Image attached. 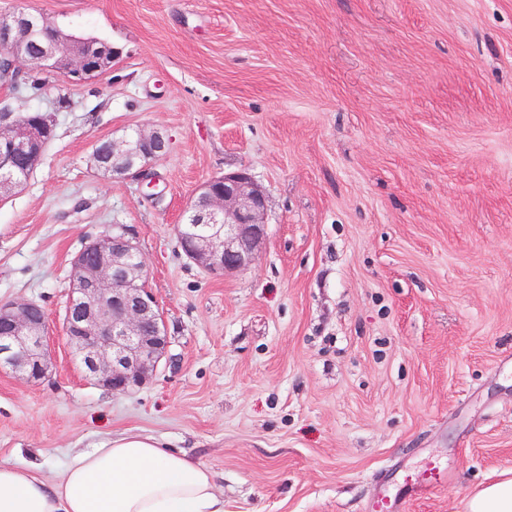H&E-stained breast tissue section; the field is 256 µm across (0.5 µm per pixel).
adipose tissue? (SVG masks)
<instances>
[{
  "label": "adipose tissue",
  "mask_w": 512,
  "mask_h": 512,
  "mask_svg": "<svg viewBox=\"0 0 512 512\" xmlns=\"http://www.w3.org/2000/svg\"><path fill=\"white\" fill-rule=\"evenodd\" d=\"M0 512H224L212 471L158 439L122 434L55 478L0 463ZM466 512H512V475L473 490Z\"/></svg>",
  "instance_id": "obj_1"
}]
</instances>
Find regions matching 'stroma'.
Wrapping results in <instances>:
<instances>
[{
	"label": "stroma",
	"instance_id": "obj_1",
	"mask_svg": "<svg viewBox=\"0 0 512 512\" xmlns=\"http://www.w3.org/2000/svg\"><path fill=\"white\" fill-rule=\"evenodd\" d=\"M118 52L43 74L55 134L0 202V302L48 315L51 367L0 372V463L51 474L122 433L209 467L224 512H465L512 471V0H0ZM164 131L154 185L95 142ZM266 195L248 270L214 277L176 230L207 180ZM122 224L169 347L114 393L63 331L71 262ZM450 480L403 492L428 463Z\"/></svg>",
	"mask_w": 512,
	"mask_h": 512
}]
</instances>
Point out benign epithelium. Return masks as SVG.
<instances>
[{
  "instance_id": "1",
  "label": "benign epithelium",
  "mask_w": 512,
  "mask_h": 512,
  "mask_svg": "<svg viewBox=\"0 0 512 512\" xmlns=\"http://www.w3.org/2000/svg\"><path fill=\"white\" fill-rule=\"evenodd\" d=\"M108 70L90 52L51 27L45 17L21 7L0 19V81L14 86L29 72L54 73L71 81ZM53 124L38 112L0 114V200L27 184L25 173L41 159ZM159 130L101 140L92 151L104 174H134L146 180L145 166L165 155ZM265 194L243 171L208 180L189 207L188 219L209 225L203 234L179 238L184 256L222 277L249 269L266 239ZM72 295L63 328L84 376L112 392L144 384L168 349L156 295L134 242L121 230L86 243L72 260ZM48 317L40 304H0V370L29 381L50 368Z\"/></svg>"
}]
</instances>
